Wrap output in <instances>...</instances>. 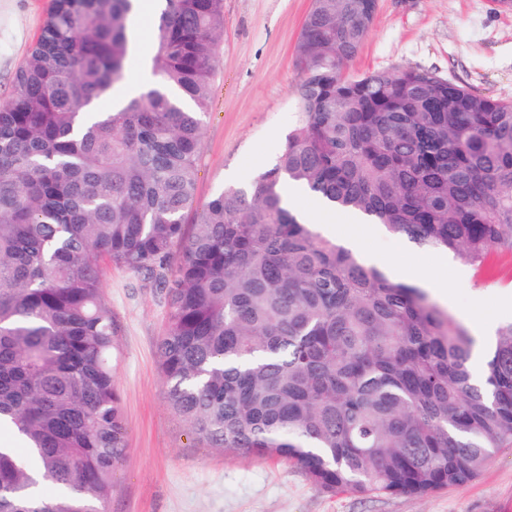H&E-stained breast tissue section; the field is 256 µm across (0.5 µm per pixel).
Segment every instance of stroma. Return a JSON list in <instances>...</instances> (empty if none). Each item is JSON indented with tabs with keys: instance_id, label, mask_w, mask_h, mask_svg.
I'll list each match as a JSON object with an SVG mask.
<instances>
[{
	"instance_id": "1",
	"label": "stroma",
	"mask_w": 512,
	"mask_h": 512,
	"mask_svg": "<svg viewBox=\"0 0 512 512\" xmlns=\"http://www.w3.org/2000/svg\"><path fill=\"white\" fill-rule=\"evenodd\" d=\"M51 0H0V102L36 41ZM312 0H224V31L204 118L197 200L269 166L297 121L295 47ZM414 67L512 101V5L502 0H378L369 33L345 73ZM504 276L472 267L449 275L443 309L512 321V256ZM117 356L114 382L127 427L106 512H512V448L473 481L423 496L326 492L297 465L201 445L171 412L158 361L167 304L152 279L104 264Z\"/></svg>"
}]
</instances>
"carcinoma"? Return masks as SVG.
<instances>
[{
  "label": "carcinoma",
  "mask_w": 512,
  "mask_h": 512,
  "mask_svg": "<svg viewBox=\"0 0 512 512\" xmlns=\"http://www.w3.org/2000/svg\"><path fill=\"white\" fill-rule=\"evenodd\" d=\"M159 82L125 80L137 0H52L0 103V512H104L127 452L99 261L167 301L170 410L209 448L286 460L319 488L416 495L512 447V321L484 343L427 293L302 222L296 184L477 271L512 252V101L411 67L348 78L377 0H312L298 119L275 162L196 196L224 0H163Z\"/></svg>",
  "instance_id": "cac0c4a2"
}]
</instances>
